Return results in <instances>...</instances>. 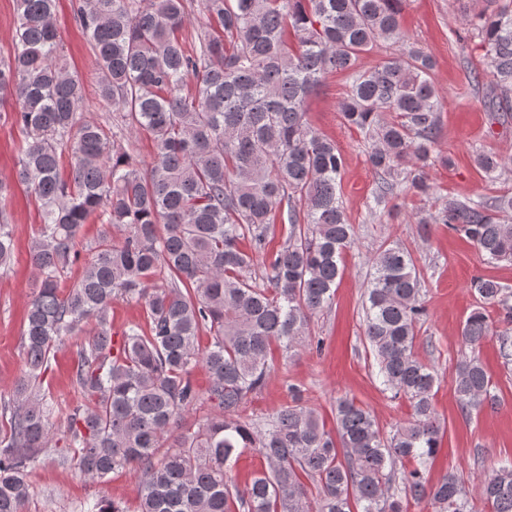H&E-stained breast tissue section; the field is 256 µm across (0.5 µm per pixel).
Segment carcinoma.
I'll return each mask as SVG.
<instances>
[{"label":"carcinoma","instance_id":"cac0c4a2","mask_svg":"<svg viewBox=\"0 0 512 512\" xmlns=\"http://www.w3.org/2000/svg\"><path fill=\"white\" fill-rule=\"evenodd\" d=\"M471 2L462 40H480L494 87L489 109L505 118L512 0ZM404 3L201 0L190 29L184 0H72L100 97L121 113L113 130L82 116L84 86L64 63L56 0H15L0 121L22 134L16 180L38 203L30 254L39 286L26 313L24 371L0 400V512H27L30 474L46 460L94 482L136 472V512H408L411 501L477 512L455 475L427 479L444 427L433 405L437 372L416 353L424 288L400 241L374 254L362 310L376 377L410 402L411 420L386 435L349 399L337 400L331 428L299 402L258 422L240 417L274 371L273 348L322 349L311 320L332 305L357 238L338 193L344 156L307 120V100L329 72L348 73L338 112L368 145L371 212L404 192L433 191L429 160L444 103L434 60L400 27ZM386 42L393 53L358 68ZM126 132L153 140L147 168L124 146ZM475 164L492 179L507 166L482 153ZM92 220L105 230L88 244L82 229ZM432 222L470 240L486 263H512V194L454 199L436 218L417 216ZM278 232L284 245L270 253ZM83 251L81 276L65 284ZM13 253L1 211V271ZM471 288L479 303L463 341L494 336L512 361V293L484 277ZM119 298L144 305L148 329L112 332ZM65 348L80 399L63 405L42 383ZM199 366L210 378L205 397L192 378ZM453 383L467 416L498 401L473 355L458 361ZM203 398L209 415L187 421ZM247 450L264 466L241 489L233 470ZM481 495L491 512H512V461L481 480ZM80 512L126 510L91 500Z\"/></svg>","mask_w":512,"mask_h":512}]
</instances>
